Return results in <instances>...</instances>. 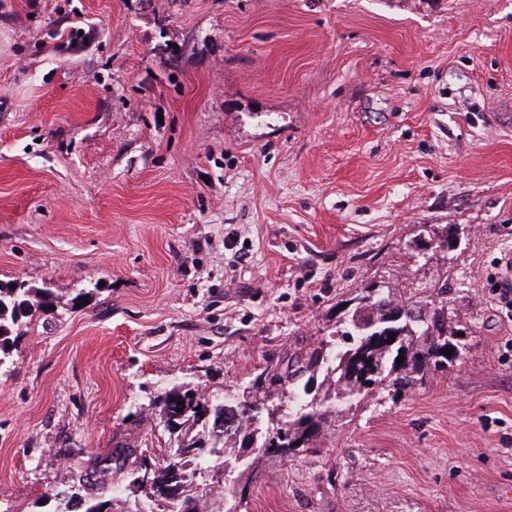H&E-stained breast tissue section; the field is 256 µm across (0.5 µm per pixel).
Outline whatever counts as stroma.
I'll list each match as a JSON object with an SVG mask.
<instances>
[{"label": "stroma", "mask_w": 512, "mask_h": 512, "mask_svg": "<svg viewBox=\"0 0 512 512\" xmlns=\"http://www.w3.org/2000/svg\"><path fill=\"white\" fill-rule=\"evenodd\" d=\"M511 109L512 0H0V281L58 298L0 369V512L164 457L160 387L241 394L441 273L459 360L339 414L316 376L319 453L265 456L243 508L512 512Z\"/></svg>", "instance_id": "35a3bbf8"}]
</instances>
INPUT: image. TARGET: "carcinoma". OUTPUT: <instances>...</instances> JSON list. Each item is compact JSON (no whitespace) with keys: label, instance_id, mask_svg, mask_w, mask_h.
Instances as JSON below:
<instances>
[{"label":"carcinoma","instance_id":"1","mask_svg":"<svg viewBox=\"0 0 512 512\" xmlns=\"http://www.w3.org/2000/svg\"><path fill=\"white\" fill-rule=\"evenodd\" d=\"M450 292L448 277L441 276L419 296H408L390 284L374 297L358 294L349 299L352 314L336 327L339 342L334 350L325 353L316 349L286 369L268 362L252 379L251 389L258 391L286 382L287 397L299 400L309 393L310 384L300 378L323 369L342 398L363 399L378 390L405 392L424 381L427 372L444 371L460 358L459 346L452 340L455 331L448 327ZM53 305L55 296L49 288L18 282L12 289L10 284L0 283V367L26 334L33 308L47 312ZM430 322L439 325L437 333L427 330ZM389 331L396 333L397 343H372ZM448 346L454 348L450 357L442 353ZM400 356L404 361L399 365ZM247 402L251 414L245 417L241 407ZM266 406V402L245 394L240 399L215 397L189 384L165 387L154 395L151 407L175 438V446L165 458L153 461L150 482H135L137 459L120 480L125 489L137 488L145 496L119 497L108 481L109 471L93 464L51 496L53 512H168L163 493L169 488L177 489L184 500L196 502L194 512H241L238 505L227 511L213 508L228 495L221 474L228 449L255 450L252 462L237 474L243 486L249 484L252 469L269 454L317 452L324 413L302 403L284 417L267 418Z\"/></svg>","mask_w":512,"mask_h":512}]
</instances>
